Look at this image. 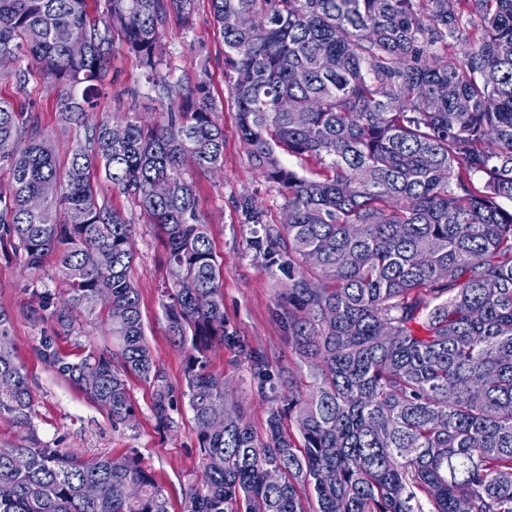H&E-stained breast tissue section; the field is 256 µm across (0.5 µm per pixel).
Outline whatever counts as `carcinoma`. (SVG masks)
Wrapping results in <instances>:
<instances>
[{
    "label": "carcinoma",
    "mask_w": 512,
    "mask_h": 512,
    "mask_svg": "<svg viewBox=\"0 0 512 512\" xmlns=\"http://www.w3.org/2000/svg\"><path fill=\"white\" fill-rule=\"evenodd\" d=\"M88 2L0 0V73L31 60L54 79L62 119L88 130L62 170L37 115L0 97V248L33 271L55 259L64 283L32 289L31 318L52 323L43 361L114 422L135 415L128 378L152 379L156 423L174 424L129 276L132 223L99 198L103 180L161 231L168 331L186 352L201 452L183 512H307L312 499L315 512H512V0H207L241 139L288 210L251 245L286 275L288 340L321 377L270 405L262 436L227 407L210 366L211 349L237 336L182 176L187 163L224 165V130L205 79L175 87L157 74L168 16L189 18L197 0H105L97 16ZM228 13L268 22L228 29ZM116 33L158 98L178 101L152 125L128 117L121 139L107 121L87 124ZM283 153L315 169L303 175ZM235 208L264 223L250 197ZM114 305L126 310L118 324ZM97 311L112 346L69 358L60 336ZM12 325L0 308V420L26 437L0 448V512H169L138 456L91 467L40 442ZM247 358L265 389L268 361Z\"/></svg>",
    "instance_id": "obj_1"
}]
</instances>
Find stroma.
<instances>
[{
    "mask_svg": "<svg viewBox=\"0 0 512 512\" xmlns=\"http://www.w3.org/2000/svg\"><path fill=\"white\" fill-rule=\"evenodd\" d=\"M18 68L25 71V82H18L11 75L0 77V96L36 111L59 163H66L72 149L84 141L85 128L65 123L55 111L52 78L25 61L19 62ZM158 72L174 85L208 76L217 101L216 118L224 129V167L209 172L187 166L183 175L197 189L199 212L210 226L215 251L223 261L224 320L240 339L236 346L214 347L211 368L223 375L229 402L242 406L254 432L261 436L265 433L268 401L258 393L243 347L263 352L272 371L291 373L293 383H275L276 396L287 395L292 386L309 391L318 379L294 353L278 317L279 294L287 278L281 271L266 269L263 255L249 248L253 227L241 223L235 208L238 197L250 196L263 210L265 223L277 226L283 219L284 198L275 184L255 171L241 140L236 107L224 82L223 42L207 0H197L190 22L169 18ZM106 83L107 94L97 111L90 114V121L120 123L135 112L155 120L167 109L157 99L138 58L122 45L114 47ZM98 191L100 197L108 199L134 222L135 259L130 277L140 292L146 339L173 390L172 428L161 430L152 415V382L130 377L136 419L128 425L116 424L37 356L36 339L50 324L31 319L28 310L33 301L32 276L12 256L0 255V308L10 311L14 318L13 344L33 390L34 424L39 439L86 459L138 453L163 486L170 512H181L184 489L201 473V456L196 424L185 394L186 354L168 336L163 306L168 280L158 229L145 223L131 201L109 183H100Z\"/></svg>",
    "mask_w": 512,
    "mask_h": 512,
    "instance_id": "1",
    "label": "stroma"
}]
</instances>
